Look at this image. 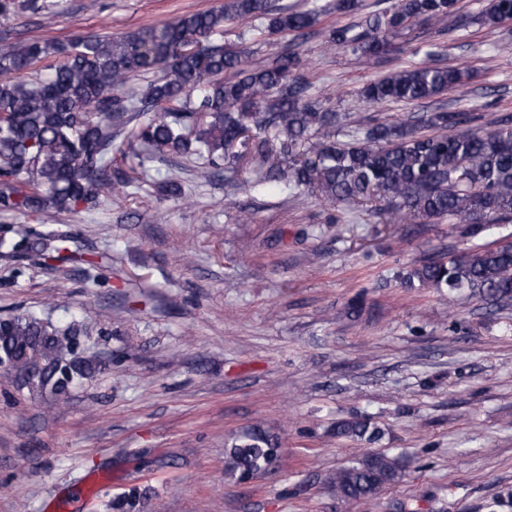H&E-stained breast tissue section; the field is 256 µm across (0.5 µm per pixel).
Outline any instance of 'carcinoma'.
Instances as JSON below:
<instances>
[{
	"instance_id": "cac0c4a2",
	"label": "carcinoma",
	"mask_w": 512,
	"mask_h": 512,
	"mask_svg": "<svg viewBox=\"0 0 512 512\" xmlns=\"http://www.w3.org/2000/svg\"><path fill=\"white\" fill-rule=\"evenodd\" d=\"M384 7L356 24L329 25L327 47L349 48L371 66L403 32L424 25L443 36L448 22L463 23L458 0H382ZM37 11L38 0H0V19L19 9ZM322 6L290 7L282 0H224L217 8L184 14L160 28L118 36L82 35L66 43L0 40V213L32 216L37 227H0V253L18 260L58 259L86 264L65 246L69 231L56 224L110 193L147 179L134 146L156 158L202 161L207 177L249 166L253 188L272 183L302 204L308 191L345 208L376 199L392 224L422 219L462 224L467 234L493 235L512 224V115L488 129L472 112H428L410 122L386 117H340L328 99L312 97L300 73L299 53L288 50L263 65L250 61L241 41L224 31L246 26L268 39L313 27ZM488 29L512 21V0H487L475 18ZM435 43L419 45V63L380 76L360 91L362 103H422L465 86V73L435 59ZM45 66L38 81L27 73ZM153 75L128 94L135 76ZM126 148L115 145L120 136ZM405 284L448 289V301L467 289L493 306L512 302V240L446 260L412 267ZM80 331L28 315L0 317V360L20 388L59 400L88 377L93 361L77 353ZM332 434L369 444L381 431L366 418L336 421ZM278 438L255 423L242 429L224 452V474L243 482L273 470ZM399 457L368 453L356 465L329 474L336 496L364 502L399 481ZM137 490L112 503L132 512Z\"/></svg>"
}]
</instances>
